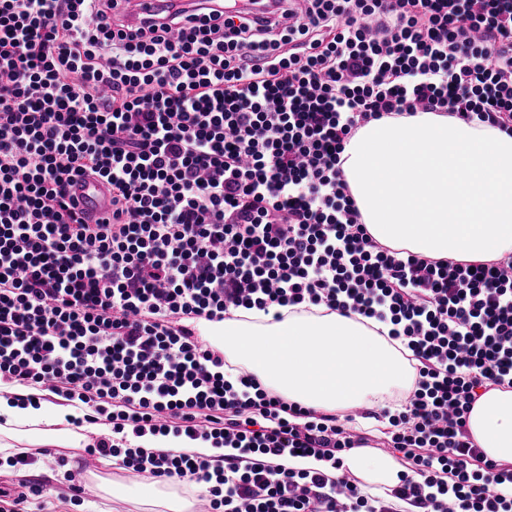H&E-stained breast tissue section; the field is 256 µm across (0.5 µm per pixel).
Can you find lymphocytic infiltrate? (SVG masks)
Instances as JSON below:
<instances>
[{
    "label": "lymphocytic infiltrate",
    "mask_w": 512,
    "mask_h": 512,
    "mask_svg": "<svg viewBox=\"0 0 512 512\" xmlns=\"http://www.w3.org/2000/svg\"><path fill=\"white\" fill-rule=\"evenodd\" d=\"M124 0H0V384L49 391L85 452L201 484L206 512H512V466L467 430L512 388V253L433 259L378 242L341 155L420 112L512 134V0H188L123 24ZM112 187L88 223L75 177ZM382 324L411 388L384 409L408 464L389 496L343 477L366 447L193 331L237 309ZM162 434L217 448L151 450ZM320 469L286 467L295 454Z\"/></svg>",
    "instance_id": "obj_1"
}]
</instances>
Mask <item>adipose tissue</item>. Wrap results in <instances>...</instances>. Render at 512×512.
Returning <instances> with one entry per match:
<instances>
[{
  "label": "adipose tissue",
  "instance_id": "ef3b65f1",
  "mask_svg": "<svg viewBox=\"0 0 512 512\" xmlns=\"http://www.w3.org/2000/svg\"><path fill=\"white\" fill-rule=\"evenodd\" d=\"M196 327L223 348L229 364L245 366L265 387L307 407L347 410L413 381V370L398 350L355 319L336 312L274 321L252 310L240 319H202ZM54 409L46 399L22 406L0 396V456L12 457L26 443L79 446L80 434L54 428ZM467 427L488 458L512 462V389L482 392ZM344 464L371 483L393 487L399 482L401 469L387 454L357 449Z\"/></svg>",
  "mask_w": 512,
  "mask_h": 512
}]
</instances>
